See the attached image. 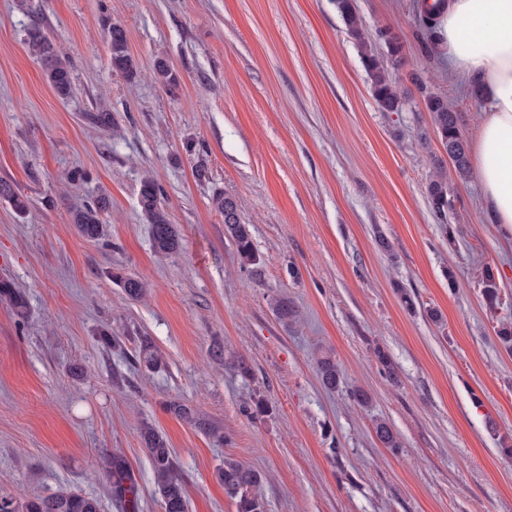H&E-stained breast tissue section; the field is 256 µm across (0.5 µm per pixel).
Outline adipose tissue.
Returning <instances> with one entry per match:
<instances>
[{
    "instance_id": "obj_1",
    "label": "adipose tissue",
    "mask_w": 512,
    "mask_h": 512,
    "mask_svg": "<svg viewBox=\"0 0 512 512\" xmlns=\"http://www.w3.org/2000/svg\"><path fill=\"white\" fill-rule=\"evenodd\" d=\"M417 7L433 13L449 72L483 93L474 170L494 222L512 235V0H418Z\"/></svg>"
}]
</instances>
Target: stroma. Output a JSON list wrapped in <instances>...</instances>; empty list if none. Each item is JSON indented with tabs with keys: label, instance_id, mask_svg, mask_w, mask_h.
I'll list each match as a JSON object with an SVG mask.
<instances>
[{
	"label": "stroma",
	"instance_id": "obj_1",
	"mask_svg": "<svg viewBox=\"0 0 512 512\" xmlns=\"http://www.w3.org/2000/svg\"><path fill=\"white\" fill-rule=\"evenodd\" d=\"M357 3L370 36L403 41L402 111H379L334 0H0V180L29 202L20 216L0 201V277L29 305L21 320L0 302V492L75 488L122 512L97 464L117 451L141 512H162L147 423L173 451L189 512H237L215 478L228 456L263 474L266 512H512V350L497 334L512 322V238L476 178L455 181L447 221L426 195L443 148L425 95L448 98L468 139L483 100L448 73L415 0ZM35 21L70 60L69 99L25 41ZM110 22L135 79L111 67ZM160 58L177 85L154 80ZM102 105L106 126L93 120ZM75 169L86 179L67 181ZM147 174L182 239L163 258L137 204ZM101 193L112 207L93 242L69 208ZM219 193L251 226L261 279L224 234ZM117 269L147 281L143 299L126 298ZM277 297L296 324L278 321ZM103 330L119 347L100 344ZM144 336L158 371L133 362ZM325 352L342 372L332 390L317 374ZM256 397L268 411L251 418L241 407ZM174 400L223 443L172 415ZM379 418L398 447L376 439Z\"/></svg>",
	"mask_w": 512,
	"mask_h": 512
}]
</instances>
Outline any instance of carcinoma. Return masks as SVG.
Segmentation results:
<instances>
[{"label": "carcinoma", "mask_w": 512, "mask_h": 512, "mask_svg": "<svg viewBox=\"0 0 512 512\" xmlns=\"http://www.w3.org/2000/svg\"><path fill=\"white\" fill-rule=\"evenodd\" d=\"M347 30L360 47L364 67L371 82L372 96L382 112H399L405 99L401 96L394 72L402 62L403 48L400 39L392 32L379 34V40L385 45L380 51L368 37L359 13L357 0H336ZM27 43L42 65L46 81L57 94L65 99L72 93V71L68 60L61 57L52 41L45 35L41 25L35 24L28 29ZM110 61L112 69L133 79L138 67L128 48L125 29L117 24L109 27ZM155 80L162 85H174L176 72L169 63L160 58L154 62ZM425 109L429 112L432 124L438 135L446 157L434 161V171L427 184V199L441 219L454 210L451 201L452 183L448 182L445 172V160H450L457 177L464 180L470 173L468 145L459 125V114L448 103V99L430 94L424 99ZM163 190L153 176L146 174L139 184L137 203L145 223L149 224L151 239L155 251L169 256L180 249L179 234L171 224L162 204ZM9 203L14 210L23 215L28 210L26 199L15 192L13 186L0 181V201ZM111 201L102 194L91 203H82L73 209L72 223L79 235L89 241H98L105 236L103 215L109 210ZM216 209L224 215V233L235 244L238 258L243 269L254 279L261 278L262 259L253 243L251 225L243 222L236 200L228 195L219 194L214 198ZM113 280L132 300L147 295L148 284L144 280L125 275L112 274ZM483 296L488 307L498 303L499 286L494 273L486 270L483 276ZM0 298L9 301L15 314L23 318L27 313V300L22 291L7 279L0 280ZM272 310L276 318L285 326L297 322L298 310L286 298L274 300ZM137 365L152 371L162 364V356L150 338L142 337L135 351ZM317 371L322 384L330 389L339 386L340 372L329 355L317 360ZM169 411L176 417L200 428L218 442L224 441V434L217 428L201 420L196 410L181 401L168 404ZM377 440L386 448H397L399 443L390 425L384 420L374 424ZM141 439L148 452L154 479L161 498L162 512H189V498L182 476L177 472L172 450L167 439L149 424L141 428ZM100 470L108 483L113 499L125 512H139V492L125 459L118 454L102 458ZM217 478L224 486V494L234 500L238 512H266L265 502L258 493L263 482L259 472L245 466L236 459L224 458V466L218 468ZM0 512H101L98 497L76 489H60L46 496H33L18 499L9 494L0 495Z\"/></svg>", "instance_id": "obj_1"}]
</instances>
